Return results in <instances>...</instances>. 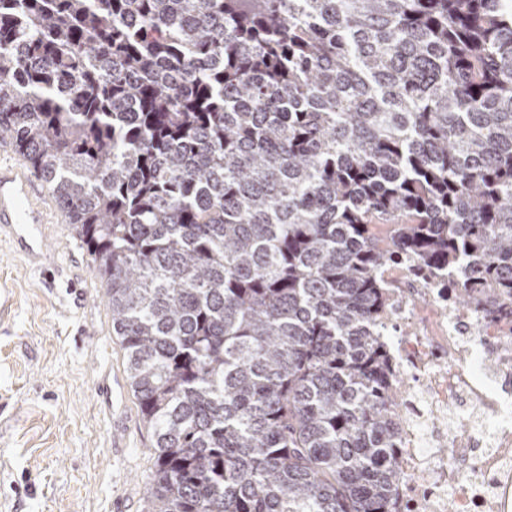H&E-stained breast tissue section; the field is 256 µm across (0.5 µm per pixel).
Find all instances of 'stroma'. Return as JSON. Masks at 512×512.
<instances>
[{"instance_id": "obj_1", "label": "stroma", "mask_w": 512, "mask_h": 512, "mask_svg": "<svg viewBox=\"0 0 512 512\" xmlns=\"http://www.w3.org/2000/svg\"><path fill=\"white\" fill-rule=\"evenodd\" d=\"M47 232L49 264L85 304L0 239V512H147L153 438L106 287L69 223Z\"/></svg>"}]
</instances>
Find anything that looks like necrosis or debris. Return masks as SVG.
<instances>
[{"instance_id":"obj_1","label":"necrosis or debris","mask_w":512,"mask_h":512,"mask_svg":"<svg viewBox=\"0 0 512 512\" xmlns=\"http://www.w3.org/2000/svg\"><path fill=\"white\" fill-rule=\"evenodd\" d=\"M378 328L388 343L401 479L393 512H512V303L394 254Z\"/></svg>"}]
</instances>
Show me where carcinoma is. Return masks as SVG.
<instances>
[{
    "label": "carcinoma",
    "instance_id": "cac0c4a2",
    "mask_svg": "<svg viewBox=\"0 0 512 512\" xmlns=\"http://www.w3.org/2000/svg\"><path fill=\"white\" fill-rule=\"evenodd\" d=\"M0 140L105 282L149 512H390L383 266L512 299V0H0Z\"/></svg>",
    "mask_w": 512,
    "mask_h": 512
}]
</instances>
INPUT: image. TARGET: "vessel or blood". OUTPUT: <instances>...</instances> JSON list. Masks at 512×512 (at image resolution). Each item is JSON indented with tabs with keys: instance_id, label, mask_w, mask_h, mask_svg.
<instances>
[{
	"instance_id": "1",
	"label": "vessel or blood",
	"mask_w": 512,
	"mask_h": 512,
	"mask_svg": "<svg viewBox=\"0 0 512 512\" xmlns=\"http://www.w3.org/2000/svg\"><path fill=\"white\" fill-rule=\"evenodd\" d=\"M47 200L31 174L19 163L0 162V234L37 268L47 263L45 224L51 223Z\"/></svg>"
}]
</instances>
